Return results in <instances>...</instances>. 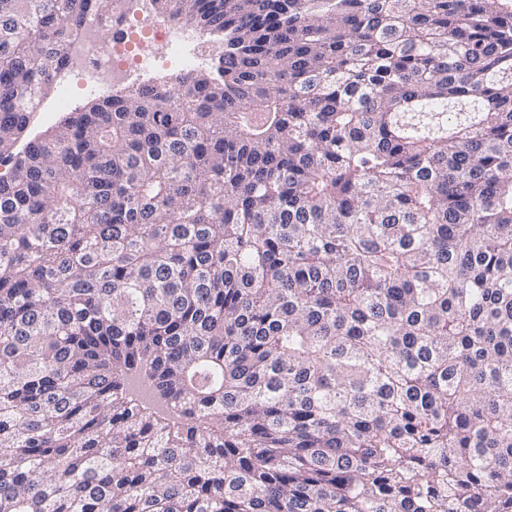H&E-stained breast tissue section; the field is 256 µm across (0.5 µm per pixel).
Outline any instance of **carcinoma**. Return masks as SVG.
<instances>
[{
	"instance_id": "obj_1",
	"label": "carcinoma",
	"mask_w": 512,
	"mask_h": 512,
	"mask_svg": "<svg viewBox=\"0 0 512 512\" xmlns=\"http://www.w3.org/2000/svg\"><path fill=\"white\" fill-rule=\"evenodd\" d=\"M153 2L16 157L114 0H0V512H512V0ZM116 15L122 16L120 33L112 35L107 29L95 22L90 24L94 28L95 36L85 40L68 49L69 65L68 77L75 71L78 81L83 76H94L106 74L95 80L96 85L91 88L74 86L70 92V102L66 106L58 105V95L62 89V81L58 79L48 95L42 98L36 112H33L28 137L42 136L50 132L71 112H79L89 106L93 100L117 94V91H126L138 86L160 85L172 82L176 76L186 71H179L178 68H187L195 61L192 53L186 52V44L189 36L181 31L179 26L171 19L165 18L144 28L126 18V0H116ZM135 40V41H134ZM134 44L135 55L145 61L153 58V49L156 45L167 48L169 60L167 61V50L159 47L157 55L159 62L152 68L141 69L132 72L127 77V68L131 54V45ZM122 84H112V81ZM193 39L192 47L203 55L204 63L194 69H208L217 63L218 58L224 55V41L221 38L209 34L208 30L195 26H184Z\"/></svg>"
}]
</instances>
